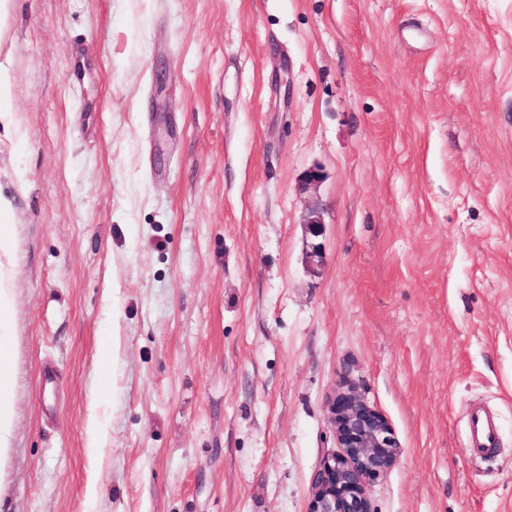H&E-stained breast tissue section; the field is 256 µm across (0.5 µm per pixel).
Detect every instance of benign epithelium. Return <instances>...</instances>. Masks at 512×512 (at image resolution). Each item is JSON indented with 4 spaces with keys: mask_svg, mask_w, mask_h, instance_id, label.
I'll use <instances>...</instances> for the list:
<instances>
[{
    "mask_svg": "<svg viewBox=\"0 0 512 512\" xmlns=\"http://www.w3.org/2000/svg\"><path fill=\"white\" fill-rule=\"evenodd\" d=\"M327 409L341 451L323 459L308 512H370L368 486L397 463L400 444L387 419L353 387L330 396Z\"/></svg>",
    "mask_w": 512,
    "mask_h": 512,
    "instance_id": "obj_1",
    "label": "benign epithelium"
}]
</instances>
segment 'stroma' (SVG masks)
Listing matches in <instances>:
<instances>
[{
    "label": "stroma",
    "mask_w": 512,
    "mask_h": 512,
    "mask_svg": "<svg viewBox=\"0 0 512 512\" xmlns=\"http://www.w3.org/2000/svg\"><path fill=\"white\" fill-rule=\"evenodd\" d=\"M0 287V512H307L348 384L370 512H512V0H0ZM6 342L0 336V476L10 449L13 431V395ZM86 433L88 438L89 452L96 454L105 444L107 438V430L98 421L93 405H91L88 409ZM472 453L477 456L490 454L494 448V427L489 419L478 413L471 417Z\"/></svg>",
    "instance_id": "35a3bbf8"
}]
</instances>
